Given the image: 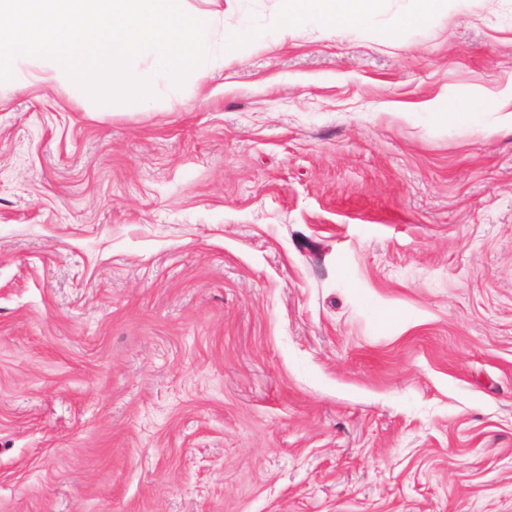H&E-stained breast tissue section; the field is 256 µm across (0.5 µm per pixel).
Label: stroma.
Instances as JSON below:
<instances>
[{"label": "stroma", "mask_w": 512, "mask_h": 512, "mask_svg": "<svg viewBox=\"0 0 512 512\" xmlns=\"http://www.w3.org/2000/svg\"><path fill=\"white\" fill-rule=\"evenodd\" d=\"M512 0L273 32L148 112L0 93V512H512ZM442 113L448 125H469L479 126L485 112H462L455 108L448 107L446 101L436 100L421 104L412 112H434Z\"/></svg>", "instance_id": "35a3bbf8"}]
</instances>
